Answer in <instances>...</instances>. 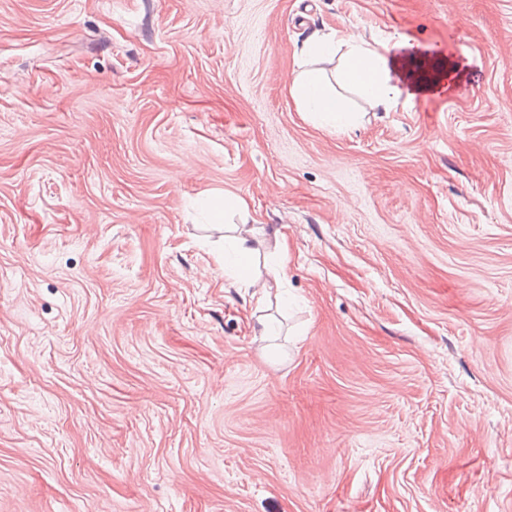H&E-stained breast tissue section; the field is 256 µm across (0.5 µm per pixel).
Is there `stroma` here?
<instances>
[{"mask_svg":"<svg viewBox=\"0 0 512 512\" xmlns=\"http://www.w3.org/2000/svg\"><path fill=\"white\" fill-rule=\"evenodd\" d=\"M331 30L463 77L315 125ZM0 512H512V0H0ZM234 231L237 234L229 236L224 234V242L229 240V249L224 248V273L229 270L231 276L238 280H247L251 276V256L253 249L247 244L249 230L238 228L226 229L224 232Z\"/></svg>","mask_w":512,"mask_h":512,"instance_id":"obj_1","label":"stroma"}]
</instances>
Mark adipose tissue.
Segmentation results:
<instances>
[{"label":"adipose tissue","instance_id":"ef3b65f1","mask_svg":"<svg viewBox=\"0 0 512 512\" xmlns=\"http://www.w3.org/2000/svg\"><path fill=\"white\" fill-rule=\"evenodd\" d=\"M300 56L290 94L300 111L334 128L351 127L358 120L337 86L349 88L387 112L399 103L446 90L459 73L452 56L442 52L422 56L419 43L405 34L370 42L336 31L315 33L303 44Z\"/></svg>","mask_w":512,"mask_h":512}]
</instances>
